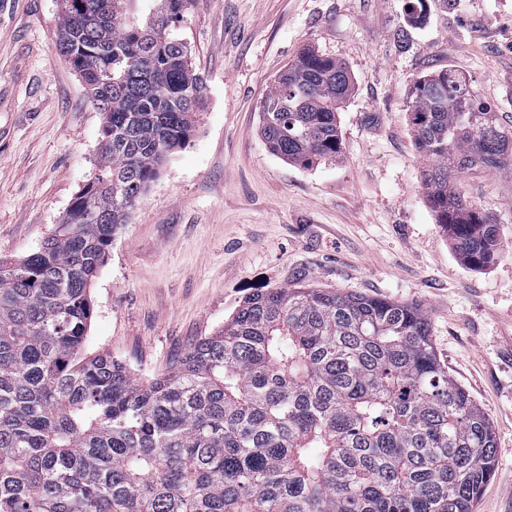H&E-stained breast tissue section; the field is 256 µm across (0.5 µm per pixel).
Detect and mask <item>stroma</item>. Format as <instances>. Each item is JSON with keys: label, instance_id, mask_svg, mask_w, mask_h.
I'll return each instance as SVG.
<instances>
[{"label": "stroma", "instance_id": "1", "mask_svg": "<svg viewBox=\"0 0 512 512\" xmlns=\"http://www.w3.org/2000/svg\"><path fill=\"white\" fill-rule=\"evenodd\" d=\"M188 0L174 30L207 83L189 142L118 229L91 286L84 352L141 383L262 288L300 283L425 309L437 355L496 433L474 512H512V164L458 182L499 224L467 266L421 191L407 89L452 69L512 124V0ZM58 0H0V258L35 252L95 170L102 115L56 46ZM408 43L399 46V33ZM344 63L341 158L267 148L260 103L304 47Z\"/></svg>", "mask_w": 512, "mask_h": 512}]
</instances>
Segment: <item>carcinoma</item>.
Segmentation results:
<instances>
[{
    "label": "carcinoma",
    "mask_w": 512,
    "mask_h": 512,
    "mask_svg": "<svg viewBox=\"0 0 512 512\" xmlns=\"http://www.w3.org/2000/svg\"><path fill=\"white\" fill-rule=\"evenodd\" d=\"M68 0L56 43L103 116L96 172L38 251L0 258V512H473L493 427L417 304L293 285L248 297L168 373L82 357L90 286L129 210L191 138L206 84L172 28L187 0ZM342 62L302 50L260 106L281 159L339 157ZM436 223L474 269L499 225L455 184L512 163V127L451 69L407 93Z\"/></svg>",
    "instance_id": "obj_1"
}]
</instances>
